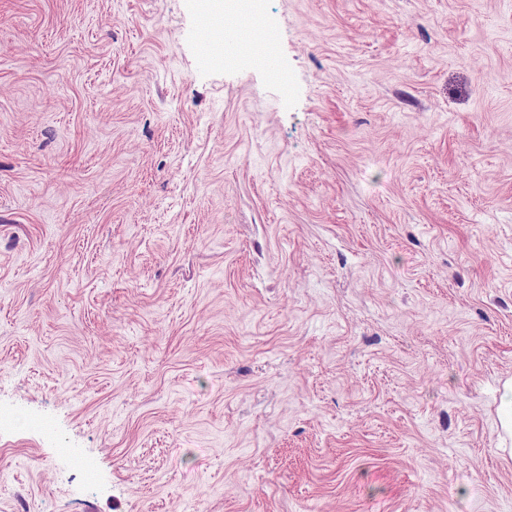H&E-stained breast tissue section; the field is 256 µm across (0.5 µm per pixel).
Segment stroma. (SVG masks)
Masks as SVG:
<instances>
[{
  "label": "stroma",
  "instance_id": "obj_1",
  "mask_svg": "<svg viewBox=\"0 0 512 512\" xmlns=\"http://www.w3.org/2000/svg\"><path fill=\"white\" fill-rule=\"evenodd\" d=\"M248 5L0 0V512H512V0ZM498 393L499 450L512 457V378L501 383Z\"/></svg>",
  "mask_w": 512,
  "mask_h": 512
}]
</instances>
